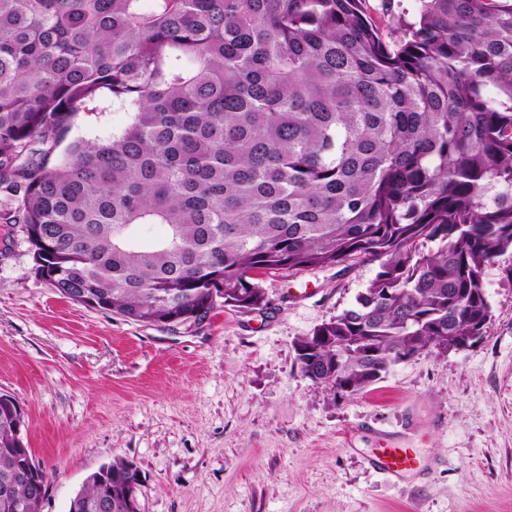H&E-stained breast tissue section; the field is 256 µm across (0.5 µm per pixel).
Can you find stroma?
<instances>
[{"label": "stroma", "mask_w": 512, "mask_h": 512, "mask_svg": "<svg viewBox=\"0 0 512 512\" xmlns=\"http://www.w3.org/2000/svg\"><path fill=\"white\" fill-rule=\"evenodd\" d=\"M129 118L102 100L67 138L105 141ZM378 269L355 257L257 271L259 309L220 305L172 332L64 297L20 225L0 223V393L23 407L24 442L49 473L42 512H67L115 457L144 475L141 512H512V253L483 270L492 318L480 340L334 395L300 373L295 343ZM384 436L426 470L384 479L367 463Z\"/></svg>", "instance_id": "1"}]
</instances>
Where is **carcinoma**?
Returning <instances> with one entry per match:
<instances>
[{
    "instance_id": "obj_1",
    "label": "carcinoma",
    "mask_w": 512,
    "mask_h": 512,
    "mask_svg": "<svg viewBox=\"0 0 512 512\" xmlns=\"http://www.w3.org/2000/svg\"><path fill=\"white\" fill-rule=\"evenodd\" d=\"M363 2L0 0L3 220L41 275L133 322L196 324L219 299L263 305L255 270L369 257L366 291L295 347L347 394L484 336L483 269L512 252V0H416L389 42ZM104 98L128 126L58 157ZM27 428L0 394V498L41 512ZM104 467L68 512H127L136 473Z\"/></svg>"
}]
</instances>
